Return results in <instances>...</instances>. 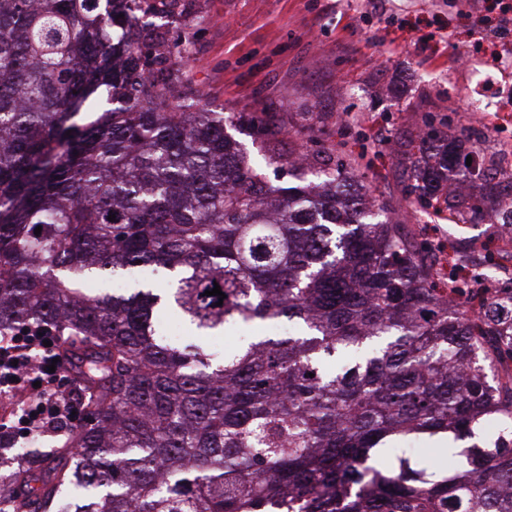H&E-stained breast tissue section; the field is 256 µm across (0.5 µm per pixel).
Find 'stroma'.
<instances>
[{
    "label": "stroma",
    "instance_id": "obj_1",
    "mask_svg": "<svg viewBox=\"0 0 512 512\" xmlns=\"http://www.w3.org/2000/svg\"><path fill=\"white\" fill-rule=\"evenodd\" d=\"M191 0L167 25L170 39L196 33L186 91L212 112L258 108L284 116L308 153L337 143L359 155L373 198L399 206L397 217L416 241L430 243L435 267L450 261L478 275L479 287L512 286V260L485 264L497 229L451 224L405 200L396 157L405 135L434 127H473L458 93L468 73L460 56L512 51V31L488 33V14L475 0ZM482 150L471 167L512 161V124L482 127Z\"/></svg>",
    "mask_w": 512,
    "mask_h": 512
}]
</instances>
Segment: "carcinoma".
Returning a JSON list of instances; mask_svg holds the SVG:
<instances>
[{"instance_id": "cac0c4a2", "label": "carcinoma", "mask_w": 512, "mask_h": 512, "mask_svg": "<svg viewBox=\"0 0 512 512\" xmlns=\"http://www.w3.org/2000/svg\"><path fill=\"white\" fill-rule=\"evenodd\" d=\"M160 7L186 3L0 0V336L60 337L86 395L76 451L28 495L15 467L0 512H512V288L437 277L357 158L298 164L273 112L248 117L256 165L183 89L194 37L169 43ZM465 141L408 140L406 199L512 215L492 158L458 190ZM125 268L163 278L81 288ZM464 291L480 315L448 307ZM170 308L199 337L299 330L216 356L167 341Z\"/></svg>"}]
</instances>
